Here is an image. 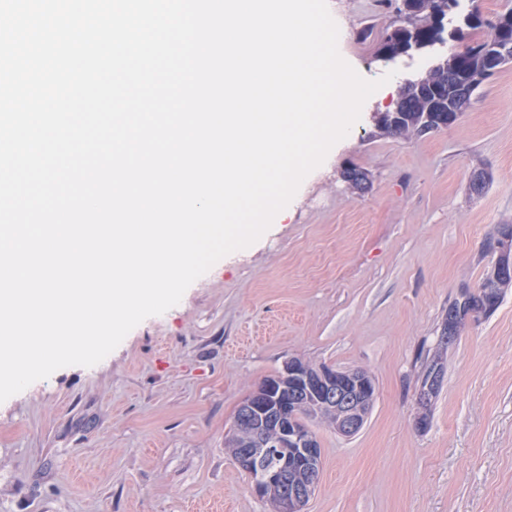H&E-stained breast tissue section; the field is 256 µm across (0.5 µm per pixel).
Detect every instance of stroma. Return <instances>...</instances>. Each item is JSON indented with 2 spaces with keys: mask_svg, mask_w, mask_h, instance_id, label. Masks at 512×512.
Returning a JSON list of instances; mask_svg holds the SVG:
<instances>
[{
  "mask_svg": "<svg viewBox=\"0 0 512 512\" xmlns=\"http://www.w3.org/2000/svg\"><path fill=\"white\" fill-rule=\"evenodd\" d=\"M341 56L392 80L251 246L92 367L67 366L0 403V512H270L225 447L237 408L288 359L363 369L376 398L358 433L323 422L306 512H512V285L440 343L448 304L496 260L512 224V63L451 128L378 135L405 80L456 42L382 59L390 0H327ZM367 173L359 191L346 169ZM489 182L470 190L475 172ZM444 378L426 431L418 378Z\"/></svg>",
  "mask_w": 512,
  "mask_h": 512,
  "instance_id": "1",
  "label": "stroma"
}]
</instances>
